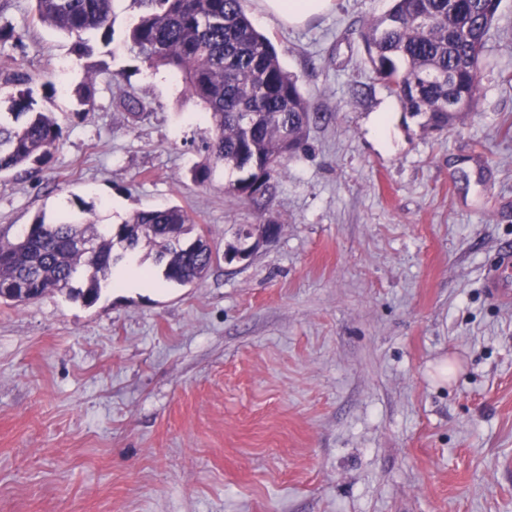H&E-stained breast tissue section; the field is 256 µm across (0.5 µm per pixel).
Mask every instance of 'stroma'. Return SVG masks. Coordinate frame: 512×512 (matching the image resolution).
Listing matches in <instances>:
<instances>
[{"instance_id": "1", "label": "stroma", "mask_w": 512, "mask_h": 512, "mask_svg": "<svg viewBox=\"0 0 512 512\" xmlns=\"http://www.w3.org/2000/svg\"><path fill=\"white\" fill-rule=\"evenodd\" d=\"M389 7L291 26L247 0L321 116L258 209L224 167L194 180L210 115L124 48L138 0H113L111 46L90 35L81 59L33 0H0V71L62 127L48 161L0 173V237L179 205L217 256L184 286L0 300V512H512V293L487 287L512 257V0L477 111L444 132L363 63ZM240 224L281 231L225 263Z\"/></svg>"}]
</instances>
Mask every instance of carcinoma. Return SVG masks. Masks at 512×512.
Returning a JSON list of instances; mask_svg holds the SVG:
<instances>
[{"label": "carcinoma", "mask_w": 512, "mask_h": 512, "mask_svg": "<svg viewBox=\"0 0 512 512\" xmlns=\"http://www.w3.org/2000/svg\"><path fill=\"white\" fill-rule=\"evenodd\" d=\"M35 18L75 42L78 57L90 52L86 35L112 42V0H34ZM142 13L129 28L125 46L149 69L181 74L185 91L210 113V161L194 170L203 182L211 165L238 173L225 193L262 208L284 173L283 160L302 150L317 113L298 79L281 65L271 41L254 27L246 0H138ZM500 0H393L383 15L363 27V61L372 79L386 85L406 111L426 114L432 128L448 129L477 107L486 36ZM6 82L21 87L11 118H0V173L48 160L62 133L51 112L34 108L28 77ZM463 103L448 110V100ZM195 223L179 206L139 210L118 229L99 228L92 210L57 223L40 216L27 237L0 238V289L27 288L31 302L50 292L94 303L114 262V243L126 251L140 242L156 248L166 281L186 285L202 279L214 262L207 234L194 239ZM93 240L88 251L79 242ZM83 278L84 287L74 286Z\"/></svg>", "instance_id": "1"}]
</instances>
